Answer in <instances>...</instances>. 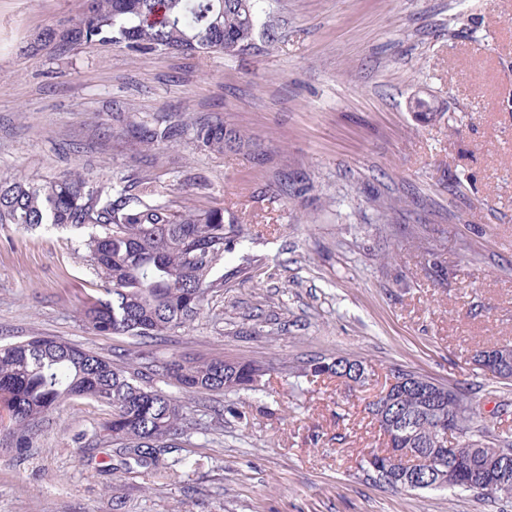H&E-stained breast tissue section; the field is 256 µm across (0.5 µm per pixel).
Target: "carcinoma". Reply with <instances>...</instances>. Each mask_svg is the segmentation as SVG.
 I'll list each match as a JSON object with an SVG mask.
<instances>
[{"label": "carcinoma", "mask_w": 512, "mask_h": 512, "mask_svg": "<svg viewBox=\"0 0 512 512\" xmlns=\"http://www.w3.org/2000/svg\"><path fill=\"white\" fill-rule=\"evenodd\" d=\"M260 0H85L80 16L60 28L48 29L27 45L38 53L51 47L66 56L82 46L119 43L139 54L159 51L222 52L233 55L252 47L258 30ZM112 120L135 149L168 145L187 137L201 151L222 154L250 147V137L212 114L171 121L150 120L115 112ZM222 207L195 208L166 198L156 181L134 173L93 183L78 171L43 179L0 177V224L23 228L42 224L84 231L85 249L106 297L89 303L83 315L99 336H132L141 341L166 336L193 322L208 297L224 288V253L243 233V225ZM135 359L149 362L152 377L162 386L139 384L132 364L121 366L96 352L48 336L0 343V419H7L13 446H32L41 419L50 409L72 398L106 404L112 418L104 430L120 450L139 466L165 468L162 457L176 447L189 422L187 406L165 387L185 394L257 391L268 372L250 361L160 360L146 349ZM313 377L362 382L365 367L358 360L323 359L310 364ZM412 386L398 394L385 413L389 432L382 448H371L365 459L373 468L399 449L391 476L378 473L390 487L404 478L413 490L459 489L475 492L482 481L495 483L487 497L512 499V466L497 477L500 465L477 438L475 412L457 388L425 393V378L412 372ZM466 416L448 449L442 417L458 409ZM432 455L467 457L471 465L450 483L422 460Z\"/></svg>", "instance_id": "cac0c4a2"}]
</instances>
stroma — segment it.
<instances>
[{
	"mask_svg": "<svg viewBox=\"0 0 512 512\" xmlns=\"http://www.w3.org/2000/svg\"><path fill=\"white\" fill-rule=\"evenodd\" d=\"M83 0H0V175L138 169L173 200L244 224L224 288L157 351L254 361L257 391L186 397L172 469L87 459L110 410L74 398L32 447L0 424V512H512L444 489L395 491L363 460L382 445L368 404L398 370L465 389L492 448L512 446V382L477 346L512 343V0H262L278 39L248 51L140 55L120 44L33 54ZM438 109L417 121L413 97ZM223 112L263 160L189 140L135 156L102 135L112 108ZM301 195L281 192L284 181ZM411 199L379 215V200ZM72 228L0 224V342L51 336L107 358L80 310L103 296ZM363 361L365 383L311 379L316 358Z\"/></svg>",
	"mask_w": 512,
	"mask_h": 512,
	"instance_id": "stroma-1",
	"label": "stroma"
}]
</instances>
